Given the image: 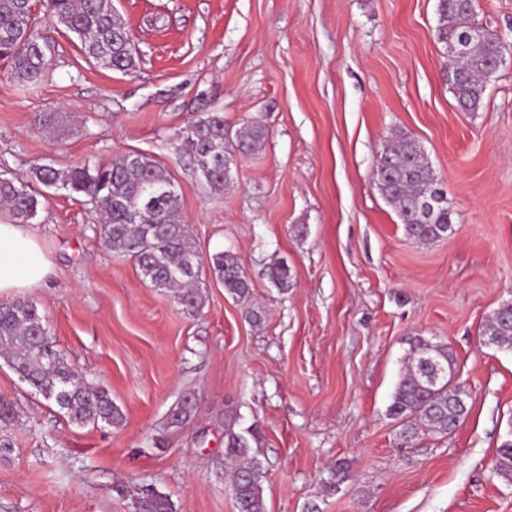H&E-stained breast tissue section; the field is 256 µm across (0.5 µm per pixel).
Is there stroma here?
Segmentation results:
<instances>
[{"label": "stroma", "instance_id": "obj_1", "mask_svg": "<svg viewBox=\"0 0 512 512\" xmlns=\"http://www.w3.org/2000/svg\"><path fill=\"white\" fill-rule=\"evenodd\" d=\"M135 69L98 66L51 24L48 78L25 88L0 65V173L64 172L137 151L172 177L202 255L234 253L241 302L207 279L200 316L140 280L98 230L95 205L46 190L25 228L49 264L36 301L56 349L122 410L73 425L0 359V512H134L153 485L175 512H237L227 426H257L266 512H512L498 476L512 438V350L482 327L512 300V58L483 105L461 111L443 80L437 0H112ZM478 26L512 44V0H479ZM210 112L262 124L223 193L199 181L183 129ZM54 115L48 130L38 119ZM420 143L453 231L409 240L379 194L376 155ZM288 265L292 285L267 278ZM260 322H253L252 312ZM447 343L469 413L451 435L407 440L388 414L409 340ZM196 409L168 424L184 394ZM333 494L322 483L331 471Z\"/></svg>", "mask_w": 512, "mask_h": 512}]
</instances>
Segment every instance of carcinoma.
<instances>
[{
  "instance_id": "1",
  "label": "carcinoma",
  "mask_w": 512,
  "mask_h": 512,
  "mask_svg": "<svg viewBox=\"0 0 512 512\" xmlns=\"http://www.w3.org/2000/svg\"><path fill=\"white\" fill-rule=\"evenodd\" d=\"M37 0H0V62L25 87L41 84L49 74L55 44L43 31ZM477 0H438L435 36L454 63L445 67L458 106L476 112L482 105L488 69L503 52L496 36L475 23ZM49 16L74 34L84 55L110 69L135 67V45L129 31L112 11V0H46ZM260 125L230 137L221 112H211L185 130V144L200 180L212 192L224 190L230 169L224 160L237 151L252 152L267 137ZM40 185L82 194L103 216L100 236L115 256L134 261L143 281L171 291L186 313L204 307L202 274L210 270L233 297L245 299L252 284L237 256L218 252L204 259L192 242L178 212V193L167 172L153 159L131 152L108 163H84L61 173L47 164L32 168ZM374 179L381 195L397 210L408 239L427 244L448 236L452 210L419 143L400 136L383 145L376 158ZM31 180V181H33ZM31 181L0 177V205L18 222L37 214L41 193ZM268 280L278 289L291 286L287 265L273 263ZM482 336L499 348L512 349V312L498 309L488 318ZM0 358L45 400L54 402L78 426L99 422L118 425L122 410L108 390L81 377L60 356L49 337L38 305L22 300L0 305ZM448 346L422 336L409 341L403 372L389 415L403 422L404 434L446 436L456 420L468 414L467 394L457 383ZM195 410L194 398L184 396L172 409L169 425L179 427ZM256 430L228 429L226 458L232 464V488L238 512H266L261 480L264 464L252 447ZM496 471L512 480V440L498 449ZM138 512H173L168 496L155 487H140L134 498Z\"/></svg>"
}]
</instances>
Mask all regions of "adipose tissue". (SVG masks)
Wrapping results in <instances>:
<instances>
[{
  "label": "adipose tissue",
  "mask_w": 512,
  "mask_h": 512,
  "mask_svg": "<svg viewBox=\"0 0 512 512\" xmlns=\"http://www.w3.org/2000/svg\"><path fill=\"white\" fill-rule=\"evenodd\" d=\"M48 271L34 234L17 224H0V294L39 287Z\"/></svg>",
  "instance_id": "obj_1"
}]
</instances>
